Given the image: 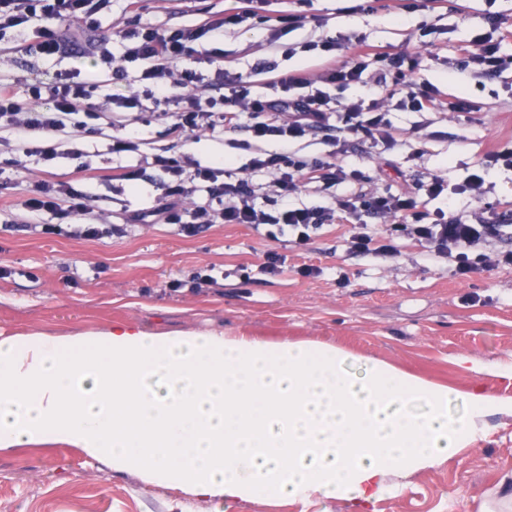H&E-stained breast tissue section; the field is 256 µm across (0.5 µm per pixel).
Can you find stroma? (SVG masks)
<instances>
[{
    "label": "stroma",
    "mask_w": 512,
    "mask_h": 512,
    "mask_svg": "<svg viewBox=\"0 0 512 512\" xmlns=\"http://www.w3.org/2000/svg\"><path fill=\"white\" fill-rule=\"evenodd\" d=\"M239 0H111L99 15L97 33L121 55L113 33L142 21L158 27L203 25L231 13ZM506 20L502 50L512 54V0H437L434 8L406 11L400 0H310L299 28L277 47L267 42L266 25L231 27L214 47L223 49L234 69L252 75L264 93L265 63L279 71L321 70L318 57L298 43L342 35L363 39L393 54L419 53V80L435 85L442 100L460 97L471 113L409 112L388 117L402 140L389 153L393 168L375 181L377 189L409 185L429 172L462 181L466 169L486 151L512 140V96L504 87L512 72L487 79L456 74L460 48L469 41L486 9ZM34 33L0 38V75L25 83L76 70L95 83L92 104L108 109L107 97L132 90L93 57L67 53L43 57L25 52ZM139 152L113 154L108 135L71 132L77 155L49 163L28 158L20 172L0 175V333L75 336L126 324L157 335L224 333L278 343L305 342L341 347L353 354L391 363L434 382L466 391L479 386L512 396L511 376L475 374L456 359L471 354L494 364L512 356V268L460 280L447 262L424 261L421 246L405 241L397 258L384 261L348 254L351 227L329 224L311 241L296 246L248 224H216L188 237L173 224H125V217L157 206L165 174L143 165V156L178 148L160 122L137 125ZM245 130L223 138H201L191 150L201 164L229 160L248 164ZM424 147L421 159L412 149ZM137 168L135 187L114 189L113 168ZM58 176L88 195L89 209L77 224H124L123 233L100 240L54 236L30 224L21 202L37 182ZM286 258L280 272L261 266L268 253ZM212 267L215 281L203 288L171 291L169 284L195 269ZM321 274L306 278L301 268ZM403 492L385 496L368 512H477L494 493L512 494V416L492 414L485 434L470 448L439 465L405 477ZM0 512H359L345 500L305 503L264 496L249 502L217 501L185 489L147 485L137 473L116 472L102 459L76 448L31 445L0 449Z\"/></svg>",
    "instance_id": "1"
}]
</instances>
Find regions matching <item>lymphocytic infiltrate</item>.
Instances as JSON below:
<instances>
[{
    "instance_id": "obj_1",
    "label": "lymphocytic infiltrate",
    "mask_w": 512,
    "mask_h": 512,
    "mask_svg": "<svg viewBox=\"0 0 512 512\" xmlns=\"http://www.w3.org/2000/svg\"><path fill=\"white\" fill-rule=\"evenodd\" d=\"M107 2L0 0V35L29 27L37 35L36 52L47 57L63 54L69 39L61 22L73 19L84 29L96 30L97 15ZM262 4L242 0L234 13L201 26L142 24L118 30L115 36L124 47L118 58L100 45L88 44V52L106 65L120 61L138 66V91L113 95L110 114L90 105L95 84L67 74L49 81L34 79L21 89L1 78L0 132L11 134L15 148L13 156L0 158V174L20 168L30 156L55 160L59 141L73 128L98 134L110 126L113 153L136 151L139 142L125 112L141 108L147 100L154 105V119L164 123L183 148L153 155V165L168 176L162 203L135 214L132 223L175 224L188 236L214 224H248L265 228L271 237L289 235L299 246L323 225L348 224L352 233L346 245L354 255L393 259L399 254V240L406 239L421 245L425 260H447L460 279L512 268V225L504 214L490 218L478 211L465 221L456 212L460 199L484 197L490 171H512V146L485 153L458 183L431 173L412 186L374 189L381 169L368 172L342 157L353 142L367 143L378 158L397 146L384 102L409 112H431L443 105L432 85L416 80L418 56H394L360 43L350 48L340 36L308 40L302 51L323 61L317 78L284 72L267 82L266 94H256L250 75L225 67L223 50H206L202 44L216 31L256 19ZM342 50L347 57L341 61L337 54ZM508 69L512 57L502 54L500 41L480 34L462 49L456 65L458 73L490 78ZM353 85L365 88L366 98L339 99V92ZM240 127L254 148L244 170L201 165L184 149L185 143ZM315 133L324 134L332 146L326 160H307L296 149L298 141ZM270 140L278 141L277 150L265 149ZM257 176L268 177L270 193L257 194L252 184ZM316 187L328 191L327 205L300 203L302 191ZM85 200L69 182L44 180L33 186L21 206L43 233L88 240L111 236L108 224H69L70 216L86 211ZM48 214L53 223H44Z\"/></svg>"
}]
</instances>
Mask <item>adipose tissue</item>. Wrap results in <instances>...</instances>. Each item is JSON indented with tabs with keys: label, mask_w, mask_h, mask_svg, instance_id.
Masks as SVG:
<instances>
[{
	"label": "adipose tissue",
	"mask_w": 512,
	"mask_h": 512,
	"mask_svg": "<svg viewBox=\"0 0 512 512\" xmlns=\"http://www.w3.org/2000/svg\"><path fill=\"white\" fill-rule=\"evenodd\" d=\"M492 412L512 415V397L338 347L118 326L0 336V448H78L202 498L369 505L390 476L469 448Z\"/></svg>",
	"instance_id": "obj_1"
}]
</instances>
